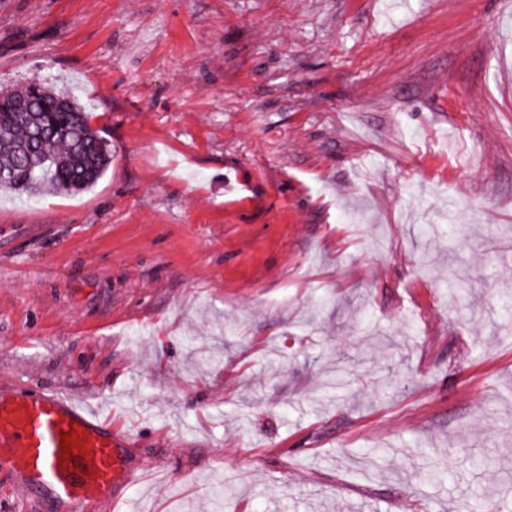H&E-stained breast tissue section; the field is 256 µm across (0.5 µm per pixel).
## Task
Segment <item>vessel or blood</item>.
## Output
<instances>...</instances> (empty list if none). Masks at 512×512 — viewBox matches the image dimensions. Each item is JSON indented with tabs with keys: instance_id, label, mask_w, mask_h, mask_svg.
I'll return each instance as SVG.
<instances>
[{
	"instance_id": "vessel-or-blood-1",
	"label": "vessel or blood",
	"mask_w": 512,
	"mask_h": 512,
	"mask_svg": "<svg viewBox=\"0 0 512 512\" xmlns=\"http://www.w3.org/2000/svg\"><path fill=\"white\" fill-rule=\"evenodd\" d=\"M75 430L73 464L61 466V434ZM0 473L43 512H95L112 507L119 486L136 483L125 442L112 420L86 399L62 390L22 386L0 392Z\"/></svg>"
}]
</instances>
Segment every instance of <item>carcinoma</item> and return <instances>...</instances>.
I'll return each mask as SVG.
<instances>
[{
	"label": "carcinoma",
	"instance_id": "obj_1",
	"mask_svg": "<svg viewBox=\"0 0 512 512\" xmlns=\"http://www.w3.org/2000/svg\"><path fill=\"white\" fill-rule=\"evenodd\" d=\"M110 163L109 144L71 90L39 83L3 90L0 189L20 196L80 192Z\"/></svg>",
	"mask_w": 512,
	"mask_h": 512
}]
</instances>
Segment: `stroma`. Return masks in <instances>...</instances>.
<instances>
[{
	"label": "stroma",
	"instance_id": "35a3bbf8",
	"mask_svg": "<svg viewBox=\"0 0 512 512\" xmlns=\"http://www.w3.org/2000/svg\"><path fill=\"white\" fill-rule=\"evenodd\" d=\"M112 162L0 191V388L118 512H512V0H0ZM71 429L78 436L71 449L76 460L61 469V432ZM125 446L112 418L84 398L39 386L0 392V473L44 512L112 511L117 488L139 481L126 463Z\"/></svg>",
	"mask_w": 512,
	"mask_h": 512
}]
</instances>
